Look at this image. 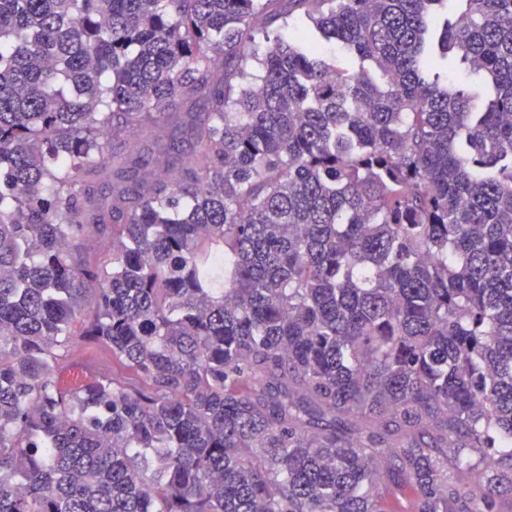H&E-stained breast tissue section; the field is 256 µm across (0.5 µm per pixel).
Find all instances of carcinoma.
<instances>
[{
  "label": "carcinoma",
  "mask_w": 512,
  "mask_h": 512,
  "mask_svg": "<svg viewBox=\"0 0 512 512\" xmlns=\"http://www.w3.org/2000/svg\"><path fill=\"white\" fill-rule=\"evenodd\" d=\"M397 495L512 512V0H0V512ZM99 372H112V354L93 342H84L70 354L62 375L66 378L72 373L79 374L82 383L90 373Z\"/></svg>",
  "instance_id": "carcinoma-1"
}]
</instances>
